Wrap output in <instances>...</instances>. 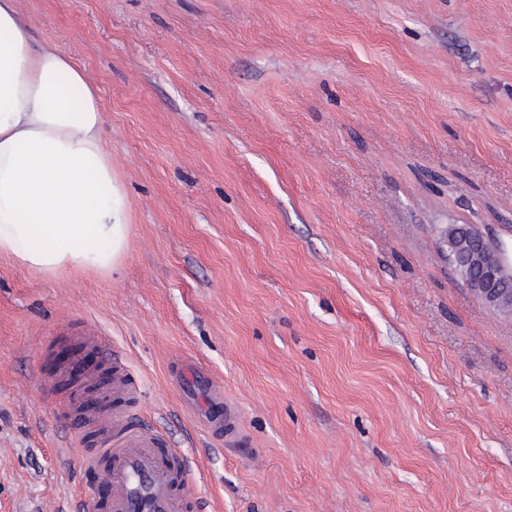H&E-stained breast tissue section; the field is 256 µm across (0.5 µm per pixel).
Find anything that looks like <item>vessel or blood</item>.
Instances as JSON below:
<instances>
[{
  "label": "vessel or blood",
  "mask_w": 512,
  "mask_h": 512,
  "mask_svg": "<svg viewBox=\"0 0 512 512\" xmlns=\"http://www.w3.org/2000/svg\"><path fill=\"white\" fill-rule=\"evenodd\" d=\"M207 383L212 413L224 418L226 440L241 441L240 415L225 401L222 381L211 376ZM86 412L102 435L99 447L84 460L90 465L104 464L111 512H182L188 457L180 450L161 447L154 428L130 426L120 410L92 405Z\"/></svg>",
  "instance_id": "1"
}]
</instances>
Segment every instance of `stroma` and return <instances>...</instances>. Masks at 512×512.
<instances>
[{"mask_svg": "<svg viewBox=\"0 0 512 512\" xmlns=\"http://www.w3.org/2000/svg\"><path fill=\"white\" fill-rule=\"evenodd\" d=\"M19 6L99 91L130 236L109 275L0 256V512H109L76 401L115 358L213 512H512V314L444 237L512 261V0ZM205 379L209 385L208 395L213 414L210 419L224 413V437L228 442L241 441L240 415L234 405L224 402L223 382L213 376H206Z\"/></svg>", "mask_w": 512, "mask_h": 512, "instance_id": "1", "label": "stroma"}]
</instances>
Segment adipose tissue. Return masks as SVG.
Returning <instances> with one entry per match:
<instances>
[{
    "mask_svg": "<svg viewBox=\"0 0 512 512\" xmlns=\"http://www.w3.org/2000/svg\"><path fill=\"white\" fill-rule=\"evenodd\" d=\"M129 224L97 88L78 61L35 40L18 0H0V255L53 276L108 274Z\"/></svg>",
    "mask_w": 512,
    "mask_h": 512,
    "instance_id": "1",
    "label": "adipose tissue"
}]
</instances>
